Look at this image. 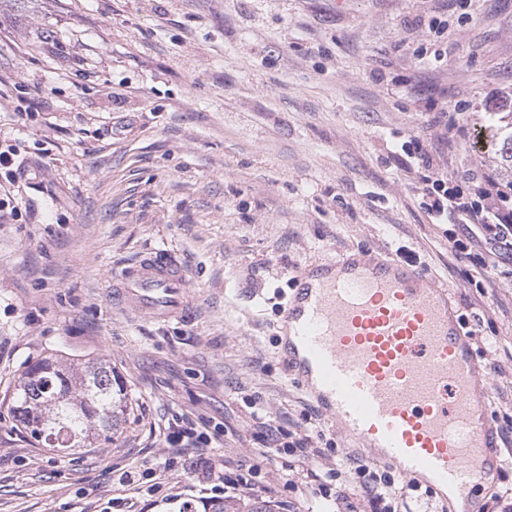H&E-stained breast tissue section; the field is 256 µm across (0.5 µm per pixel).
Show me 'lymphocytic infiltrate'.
<instances>
[{
	"label": "lymphocytic infiltrate",
	"mask_w": 512,
	"mask_h": 512,
	"mask_svg": "<svg viewBox=\"0 0 512 512\" xmlns=\"http://www.w3.org/2000/svg\"><path fill=\"white\" fill-rule=\"evenodd\" d=\"M422 194L427 211L448 225V248L457 258L466 260L462 273L465 287L484 295L497 286L500 264L512 262V192L489 170H468L451 176L424 177ZM289 450L297 456V473L312 496L324 499L332 487L314 469L308 457L320 455L313 439L286 440L283 429L271 431L256 456L271 460ZM355 470L361 481V502H347L345 512H410L404 489L375 467L357 462Z\"/></svg>",
	"instance_id": "1"
}]
</instances>
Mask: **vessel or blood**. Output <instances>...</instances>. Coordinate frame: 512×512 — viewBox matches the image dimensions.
<instances>
[{"instance_id":"obj_1","label":"vessel or blood","mask_w":512,"mask_h":512,"mask_svg":"<svg viewBox=\"0 0 512 512\" xmlns=\"http://www.w3.org/2000/svg\"><path fill=\"white\" fill-rule=\"evenodd\" d=\"M279 355L293 382L368 458L438 491L487 484L501 466L489 387L447 289L390 253L350 250L293 276ZM118 301L156 320L193 310L184 266L149 250L121 270Z\"/></svg>"}]
</instances>
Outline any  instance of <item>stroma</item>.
<instances>
[{
  "label": "stroma",
  "instance_id": "1",
  "mask_svg": "<svg viewBox=\"0 0 512 512\" xmlns=\"http://www.w3.org/2000/svg\"><path fill=\"white\" fill-rule=\"evenodd\" d=\"M510 111L512 0H0V144L20 165L19 212L0 216V512H179L189 492L212 512V464L172 451L173 423L221 429L227 470L257 465L275 512H337L288 489L287 458L254 450L272 425L323 430L320 474L364 456L277 346L293 271L350 247L405 249L447 287L504 427L512 288L463 287L402 145L440 174L508 184L489 129ZM457 118L468 134L451 154L441 133ZM149 248L184 265L190 319L113 304L115 272ZM52 353L111 362L134 408L117 440L64 457L16 427L14 381ZM376 467L416 512H452ZM130 469L139 489L119 482Z\"/></svg>",
  "mask_w": 512,
  "mask_h": 512
}]
</instances>
